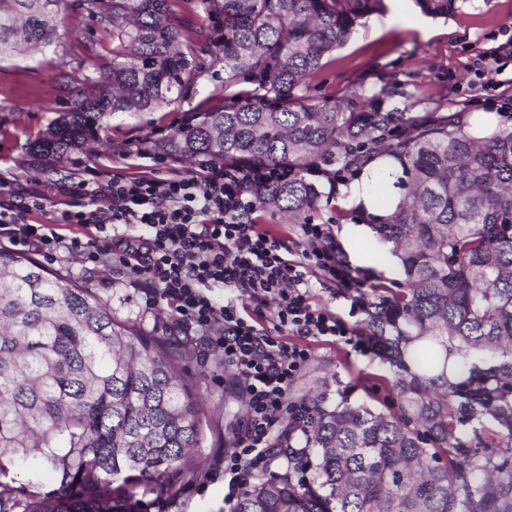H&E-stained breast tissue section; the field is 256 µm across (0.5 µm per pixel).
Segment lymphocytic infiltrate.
I'll return each mask as SVG.
<instances>
[{"label":"lymphocytic infiltrate","instance_id":"1","mask_svg":"<svg viewBox=\"0 0 512 512\" xmlns=\"http://www.w3.org/2000/svg\"><path fill=\"white\" fill-rule=\"evenodd\" d=\"M282 176L207 159L197 171L168 177L112 173L78 182L67 209L46 224L29 219L46 208L45 195L0 200L1 240L47 259L75 252L97 266L120 264L150 304L170 311L175 330L196 336L223 363L245 408L233 450L212 468L223 474L230 501L270 460L282 417L306 422L305 408L289 403L288 395L312 361L311 342L381 349L312 300L315 285L332 284L352 308L366 313L373 307L355 294L357 281L329 227L300 225L294 239L260 227L251 191ZM66 226L83 229V236H65Z\"/></svg>","mask_w":512,"mask_h":512}]
</instances>
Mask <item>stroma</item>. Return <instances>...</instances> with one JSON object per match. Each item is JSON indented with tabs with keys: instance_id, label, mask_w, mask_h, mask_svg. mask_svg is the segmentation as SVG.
I'll return each mask as SVG.
<instances>
[{
	"instance_id": "1",
	"label": "stroma",
	"mask_w": 512,
	"mask_h": 512,
	"mask_svg": "<svg viewBox=\"0 0 512 512\" xmlns=\"http://www.w3.org/2000/svg\"><path fill=\"white\" fill-rule=\"evenodd\" d=\"M511 38L512 0H472L445 19L423 15L413 0H384L383 9L363 18L347 44L330 57L319 79L326 94L353 84L372 88L384 78L410 82L414 94L430 105L468 106L478 123L491 126L499 114L475 61L484 50ZM57 62L50 49L0 62V173L8 179L0 197L18 200L43 192L61 209L71 199V183L78 179L100 180L112 172L141 174L138 149L154 148L172 128L191 119L202 93L193 87L178 108L153 113L144 122L108 120L99 139L65 161V176L48 184L31 164L26 145L56 117L63 97L56 80ZM386 198V189L377 186L373 172L366 169L337 186L330 204L314 215L317 223L330 225L358 291L372 301L381 298L373 289L375 283L397 292L404 288L403 279L387 246L373 245L369 224L341 219L339 213L366 200L382 203ZM46 266L91 288L118 321L174 348L183 372L196 383L202 438L194 450V474L171 476L168 490L161 494L133 487L129 512H232V504L224 499L223 480L210 475L216 456L231 451L235 428L244 416L241 402L224 390L223 364L204 358L196 340L170 334L163 311L146 305L120 267L102 268L76 255L47 261ZM312 349L311 364L292 388L296 397L309 396L326 381L334 399L396 410L399 370L385 357L342 343L316 342Z\"/></svg>"
}]
</instances>
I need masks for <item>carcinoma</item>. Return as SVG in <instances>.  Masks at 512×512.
<instances>
[{"mask_svg":"<svg viewBox=\"0 0 512 512\" xmlns=\"http://www.w3.org/2000/svg\"><path fill=\"white\" fill-rule=\"evenodd\" d=\"M200 2L222 35L205 51L168 0H0V61L59 47L58 23L75 14L95 28L78 98L30 146L49 182L104 118L177 105L213 70L221 83L158 143L164 154L288 167L253 196L294 224L330 199L309 176L321 163L359 172L381 158L378 184L401 190L374 230L405 288L387 298L395 319L377 310L364 322L404 372L400 412L333 403L325 391L306 399L301 449L282 455L284 473L253 478L233 512H512V452L442 460L459 444V415L489 418L512 440V113L477 133L464 107L386 108L406 96L397 80L372 94H313L325 59L383 0ZM413 2L446 18L469 0ZM104 38L110 58L98 51ZM193 388L165 343L114 319L71 277L0 247V474L19 465L58 483L43 495L0 481V512H124L129 484L165 492L169 472H193ZM305 466L310 482L298 478Z\"/></svg>","mask_w":512,"mask_h":512,"instance_id":"carcinoma-1","label":"carcinoma"}]
</instances>
